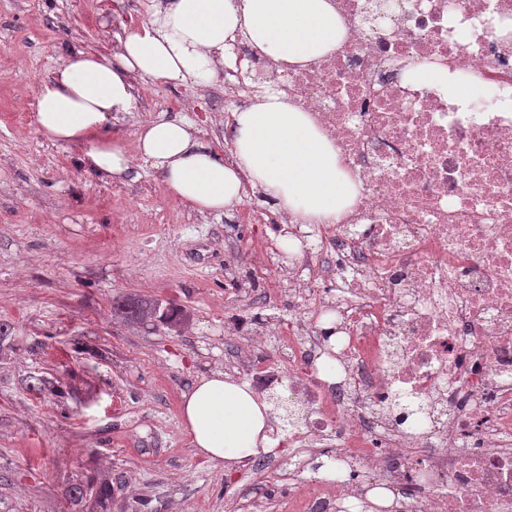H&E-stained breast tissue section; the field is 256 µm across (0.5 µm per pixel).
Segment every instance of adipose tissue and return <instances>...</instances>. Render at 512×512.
Instances as JSON below:
<instances>
[{"mask_svg": "<svg viewBox=\"0 0 512 512\" xmlns=\"http://www.w3.org/2000/svg\"><path fill=\"white\" fill-rule=\"evenodd\" d=\"M346 28L330 0H160L147 23L116 52L70 50L38 99V123L51 141L85 143L86 167L100 180L130 168L124 149L101 131L127 111L133 77L150 84L210 79L236 38L272 60L305 63L331 51ZM233 162L203 141L191 121L137 130L141 158L162 172L171 194L201 213L242 202L250 181L264 200L305 224H328L358 194L336 151L312 118L276 92L231 113ZM183 425L193 448L230 471L274 451L270 407L247 383L215 372L183 396Z\"/></svg>", "mask_w": 512, "mask_h": 512, "instance_id": "adipose-tissue-1", "label": "adipose tissue"}]
</instances>
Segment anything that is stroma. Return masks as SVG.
<instances>
[{
	"label": "stroma",
	"mask_w": 512,
	"mask_h": 512,
	"mask_svg": "<svg viewBox=\"0 0 512 512\" xmlns=\"http://www.w3.org/2000/svg\"><path fill=\"white\" fill-rule=\"evenodd\" d=\"M156 3L0 0V512H231L288 494L268 471L287 449L229 476L181 420L183 394L239 360L251 331L268 355L288 350L274 227L251 223L252 200L236 224L183 205L134 136L183 118L224 147L223 97L205 103L195 83L139 91L104 130L131 159L112 183L85 170V145L51 142L37 121L69 48L114 50ZM130 293L174 304L183 323H118L112 299Z\"/></svg>",
	"instance_id": "obj_1"
}]
</instances>
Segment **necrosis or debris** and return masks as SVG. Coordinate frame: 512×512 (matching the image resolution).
Returning a JSON list of instances; mask_svg holds the SVG:
<instances>
[{
	"instance_id": "obj_1",
	"label": "necrosis or debris",
	"mask_w": 512,
	"mask_h": 512,
	"mask_svg": "<svg viewBox=\"0 0 512 512\" xmlns=\"http://www.w3.org/2000/svg\"><path fill=\"white\" fill-rule=\"evenodd\" d=\"M377 1L372 16L370 0H330L347 34L318 59L276 63L249 42L253 73L209 82L244 107L273 81L358 183L335 223L288 229L320 241L289 257L287 364L249 350L240 369L259 390L287 382L297 409L290 512L364 492L354 476L298 489L330 450L365 463L398 512H512V0ZM418 65L447 83L409 80ZM331 351L332 382L318 368Z\"/></svg>"
}]
</instances>
